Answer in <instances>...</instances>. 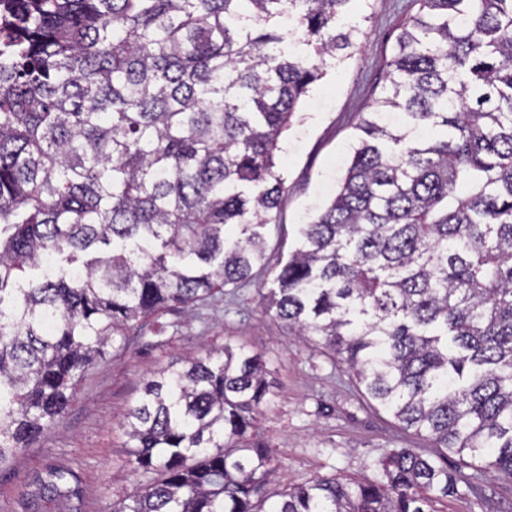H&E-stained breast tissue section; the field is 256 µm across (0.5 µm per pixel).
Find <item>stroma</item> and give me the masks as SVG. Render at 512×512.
Masks as SVG:
<instances>
[{"label": "stroma", "mask_w": 512, "mask_h": 512, "mask_svg": "<svg viewBox=\"0 0 512 512\" xmlns=\"http://www.w3.org/2000/svg\"><path fill=\"white\" fill-rule=\"evenodd\" d=\"M414 0H357L353 20L362 30L341 65L315 84L281 144L277 170L286 192L262 234L267 272L259 274L234 304L220 301L160 313L157 324L132 333L119 353L106 356L84 376L79 394L60 427L40 437L0 470V512H29L24 494L48 468L74 472L79 496L71 512H112L116 500L140 482L128 461L122 423L148 372L181 367L204 348L243 345L261 353L273 393L259 415L257 442L270 448L276 470L271 492L318 477L376 482L381 459L409 448L449 472L473 473L480 461L436 447L403 430L383 409L370 408L356 381L335 368L314 345L301 342L268 314L261 297L272 286L271 268L299 245V229L336 191L360 118L387 83L386 61ZM433 512H512V479L484 473L475 488L434 495Z\"/></svg>", "instance_id": "stroma-1"}]
</instances>
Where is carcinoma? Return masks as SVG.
<instances>
[{
  "instance_id": "carcinoma-1",
  "label": "carcinoma",
  "mask_w": 512,
  "mask_h": 512,
  "mask_svg": "<svg viewBox=\"0 0 512 512\" xmlns=\"http://www.w3.org/2000/svg\"><path fill=\"white\" fill-rule=\"evenodd\" d=\"M354 2L0 0V469L146 318L233 302L265 268L275 154L354 47ZM415 2L336 194L263 304L404 430L512 477V0ZM46 254L66 265L29 277ZM266 375L228 344L151 371L124 423L143 480L112 512H426L478 479L401 448L379 482L271 504L251 442ZM73 478L48 470L31 500L66 512Z\"/></svg>"
}]
</instances>
